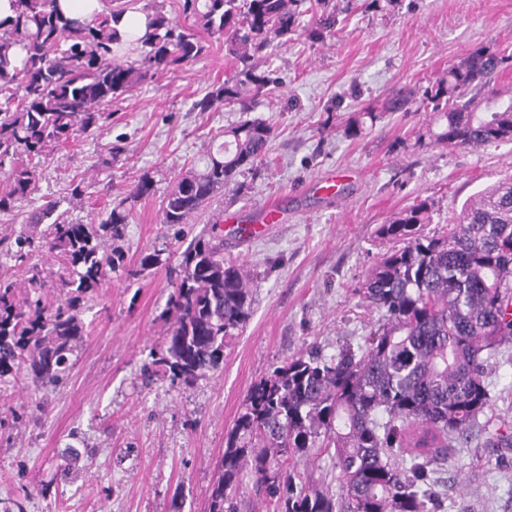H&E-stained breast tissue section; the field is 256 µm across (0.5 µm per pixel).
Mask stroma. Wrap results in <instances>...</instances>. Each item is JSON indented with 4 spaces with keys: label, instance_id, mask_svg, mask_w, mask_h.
<instances>
[{
    "label": "stroma",
    "instance_id": "1",
    "mask_svg": "<svg viewBox=\"0 0 512 512\" xmlns=\"http://www.w3.org/2000/svg\"><path fill=\"white\" fill-rule=\"evenodd\" d=\"M350 5L333 38L310 39L315 7L273 50L267 66L282 93L253 111L275 131L267 162L244 175L240 194L218 193L185 227L192 238L227 213L252 222L274 204L282 214L267 236L227 244L252 281L251 315L223 364L193 385L144 381L140 367L163 346L160 314L180 261L160 222L161 201L218 146V132L242 118L228 107L193 109L234 71L223 42L103 105L101 135L77 137L47 157L21 211L54 200L64 220L88 224L142 174L152 177L154 192L132 207L125 271L109 274L85 301L87 334L67 386L46 396L22 371L0 388V412L24 414L0 429V502L20 501L23 512H206L225 437L251 387L309 347L331 357L363 344L375 316L353 290L383 250L376 227L426 199L433 206L427 230L443 234L464 202L512 174V143L476 152L417 146L425 125L417 109L386 113L363 136L345 133L355 112L402 86L423 93L465 52H512V0ZM113 146L119 155H110ZM334 174L340 180L327 188ZM77 184L84 193L74 198ZM150 253L159 264L142 266ZM499 361L489 377L497 399L479 416L480 432L450 449L440 468V512H512V448L485 444L486 433L512 423V343Z\"/></svg>",
    "mask_w": 512,
    "mask_h": 512
}]
</instances>
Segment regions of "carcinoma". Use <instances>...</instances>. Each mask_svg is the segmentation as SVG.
<instances>
[{"instance_id": "1", "label": "carcinoma", "mask_w": 512, "mask_h": 512, "mask_svg": "<svg viewBox=\"0 0 512 512\" xmlns=\"http://www.w3.org/2000/svg\"><path fill=\"white\" fill-rule=\"evenodd\" d=\"M11 2L13 14L0 19V214L37 190L48 148L94 135L101 105L197 60L209 48L205 34L224 40L237 68L193 109L250 112L272 100L279 83L263 59L294 34L307 0H183L182 23L158 0H121L90 20L65 13L59 0ZM318 5L310 35L323 41L336 34L340 10L336 0ZM127 11L146 15L133 42L115 26ZM511 63L500 51L464 53L423 92L427 123L417 141L461 151L512 142V95L480 97ZM413 101L396 90L383 111L407 112ZM380 118L359 112L347 131L359 137ZM273 139L260 118L224 128V142L163 198L161 223L186 224L218 191H242L238 176L257 171ZM152 190L143 175L96 224L66 223L48 201L0 237V254L22 271L0 274V384L22 368L45 393L66 383L86 332L84 300L105 275L125 270L118 242L131 204ZM432 216L424 199L375 229L391 247L353 290L377 314L363 345L330 359L292 357L252 387L226 436L208 512H238L234 493L246 474L275 512H436L434 465L468 443L478 416L492 409L490 359L512 343V175L465 203L448 233L426 232ZM252 293L242 267L224 257V239H192L162 315L164 350L150 354L143 378L161 369L171 384L189 386L218 368L249 319ZM314 448L330 458L336 497L297 485L287 466Z\"/></svg>"}]
</instances>
